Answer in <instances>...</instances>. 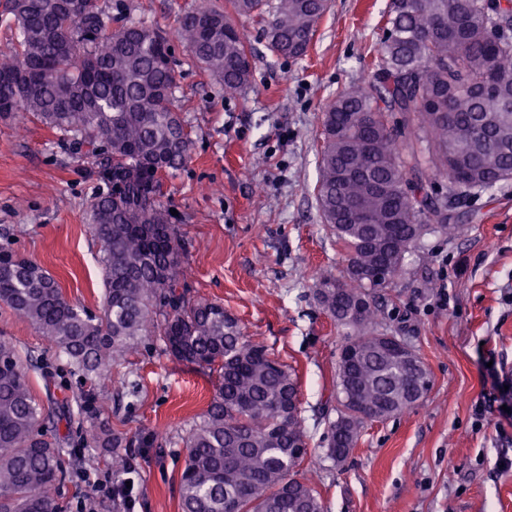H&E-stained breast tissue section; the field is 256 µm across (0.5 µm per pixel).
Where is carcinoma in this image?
<instances>
[{
  "label": "carcinoma",
  "mask_w": 512,
  "mask_h": 512,
  "mask_svg": "<svg viewBox=\"0 0 512 512\" xmlns=\"http://www.w3.org/2000/svg\"><path fill=\"white\" fill-rule=\"evenodd\" d=\"M325 0H224L178 19V37L205 72L237 91L249 84L252 48L233 21L264 23L267 48L307 56ZM17 31L0 54V118H33L61 140L101 156L107 190L90 202L101 243L98 314L72 305L55 278L0 244V303L34 325L90 388L81 392L85 439L122 448L98 416L91 384L112 363L161 336L176 359L217 367L216 392L184 439L181 512H323L299 467L308 436L295 370L245 338L224 306L190 296L182 245L161 200V176L191 159L193 141L174 106L168 39L143 20L114 18L96 0H4ZM370 80L332 97L322 113L316 195L347 253L339 277L314 295L346 331L336 364L338 399L327 458L342 463L365 426L412 408L430 387L408 345L380 341L376 295L403 272L426 234L453 231L448 202L512 180V0H391ZM413 115L407 137L391 126ZM448 181L427 189L422 175ZM367 301L358 312L352 303ZM48 436L28 367L0 340V512H53L64 480L62 447Z\"/></svg>",
  "instance_id": "obj_1"
}]
</instances>
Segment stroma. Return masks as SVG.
Segmentation results:
<instances>
[{"label":"stroma","mask_w":512,"mask_h":512,"mask_svg":"<svg viewBox=\"0 0 512 512\" xmlns=\"http://www.w3.org/2000/svg\"><path fill=\"white\" fill-rule=\"evenodd\" d=\"M210 0H98L172 35L185 10ZM391 0H327L306 57L279 58L251 16L236 17L253 47L247 89L224 86L173 43L177 105L194 142L192 160L164 176L180 228L192 296L216 301L245 336L299 377L309 436L304 469L315 474L324 512H512V420L490 403L512 387V180L456 201L454 235L432 232L407 253L384 302L383 327L422 357L431 378L410 410L365 427L350 457L327 459L336 417V360L343 332L313 297L320 278L347 264L316 198L321 113L331 96L367 82L364 57L378 42ZM97 158L39 123L0 119V244L10 243L89 312L103 305L100 246L87 209L101 183ZM447 288L448 302L436 294ZM0 339L29 365L47 418L78 378L31 323L0 304ZM218 374L169 355L159 337L103 377L100 417L130 439L134 506L91 490L81 472L110 464L85 445L79 422L60 425L68 470L60 512H180L183 440L215 394ZM152 434V447L137 446Z\"/></svg>","instance_id":"stroma-1"}]
</instances>
